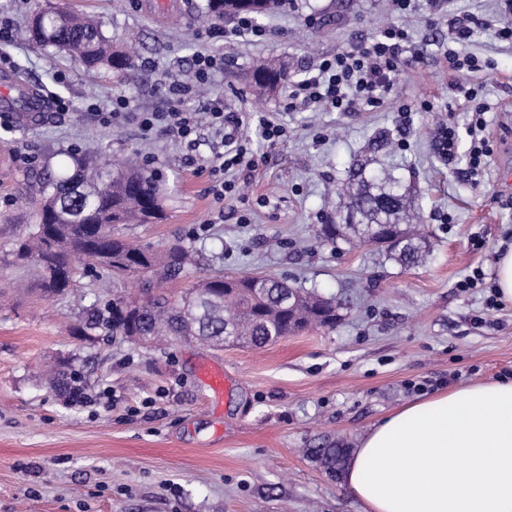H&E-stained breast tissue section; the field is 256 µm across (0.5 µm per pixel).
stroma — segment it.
<instances>
[{"label": "stroma", "instance_id": "35a3bbf8", "mask_svg": "<svg viewBox=\"0 0 512 512\" xmlns=\"http://www.w3.org/2000/svg\"><path fill=\"white\" fill-rule=\"evenodd\" d=\"M64 2L93 15L115 46L134 49L140 76L86 70L69 55L32 43L36 11ZM162 21L141 0H0V24L13 38L0 64V512H364L341 478L328 476L307 449L362 437L401 407L436 392L512 378V303L485 305L488 287L459 288L475 268L494 281L500 243L512 242V43L494 29L502 0H289L260 18L264 39L232 36L235 19H199L198 0H177ZM474 15L466 50L490 64L486 73L452 71L449 15ZM411 43L394 94L379 107L337 112L318 104L288 106L290 85L316 63L389 23ZM233 61L213 73L207 96L241 120L240 133L265 164L239 171V194L215 203L206 167L222 136L208 126L195 149L166 132L142 139L137 112H165L169 85L193 80L197 54ZM266 60L288 70L286 86L257 100L252 66ZM40 89L43 112L6 110L7 91ZM477 89L490 105L483 136L493 153L470 174L468 130L474 114L452 87ZM124 96L130 116L102 126L98 115ZM68 101L57 110L56 98ZM283 125L265 141L253 113ZM459 134L454 159L438 150L441 119ZM389 146L376 155L410 191L423 217L429 251L412 267L356 243L322 242L320 225L338 214L335 188L378 132ZM103 155L132 157L162 189L164 217L123 226L153 246L178 239L194 265L167 283L174 292L210 274L285 277L341 300L333 327H310L260 350L203 349L173 343L151 350L107 336L75 335L78 305L6 289L24 267L17 239L37 223L39 177L71 166L85 144ZM71 359L88 397L73 403L48 388L51 365ZM222 370L213 393L202 367Z\"/></svg>", "mask_w": 512, "mask_h": 512}]
</instances>
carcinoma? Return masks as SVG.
Returning <instances> with one entry per match:
<instances>
[{"label": "carcinoma", "instance_id": "obj_1", "mask_svg": "<svg viewBox=\"0 0 512 512\" xmlns=\"http://www.w3.org/2000/svg\"><path fill=\"white\" fill-rule=\"evenodd\" d=\"M288 0H202L201 15L218 19L232 13L264 16L282 9ZM40 31H29L31 39L61 50L87 69L107 66L122 74L137 70L135 56L112 49V40L98 21L74 14L65 7L49 6L41 11ZM285 79L283 68L259 64L250 74V84L260 95L276 90ZM73 168L42 182L40 222L31 225L18 241L15 256L30 264L36 288L42 296L80 295L82 270L99 269L114 277L138 274L144 278L138 296L117 295L112 302L94 301L83 308L80 335L105 334L131 340L149 336L151 347L181 337L196 345L215 349L232 344L261 349L271 336L285 337L305 326H332L339 317L340 303L309 289L296 292L285 277L241 275L203 277L181 294L169 295L154 284L178 275L193 261L191 251L180 241L162 250L139 245L116 232L120 224H153L162 219L158 203L160 188L140 169L119 161H96L77 154ZM340 210L345 222L322 225L324 241L333 245L354 235L362 242L373 233L388 232L394 242L385 246L402 265L422 262L424 251L413 224L406 192L398 178L356 163L343 182ZM137 309L128 311V306ZM67 397L84 395V383L66 363L49 379ZM349 449L311 448L323 469L332 477L340 471Z\"/></svg>", "mask_w": 512, "mask_h": 512}]
</instances>
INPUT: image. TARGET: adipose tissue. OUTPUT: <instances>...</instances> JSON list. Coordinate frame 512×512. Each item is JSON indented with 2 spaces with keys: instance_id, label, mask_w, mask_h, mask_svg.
I'll list each match as a JSON object with an SVG mask.
<instances>
[{
  "instance_id": "obj_1",
  "label": "adipose tissue",
  "mask_w": 512,
  "mask_h": 512,
  "mask_svg": "<svg viewBox=\"0 0 512 512\" xmlns=\"http://www.w3.org/2000/svg\"><path fill=\"white\" fill-rule=\"evenodd\" d=\"M343 482L365 512H512V380L387 416L363 436Z\"/></svg>"
}]
</instances>
